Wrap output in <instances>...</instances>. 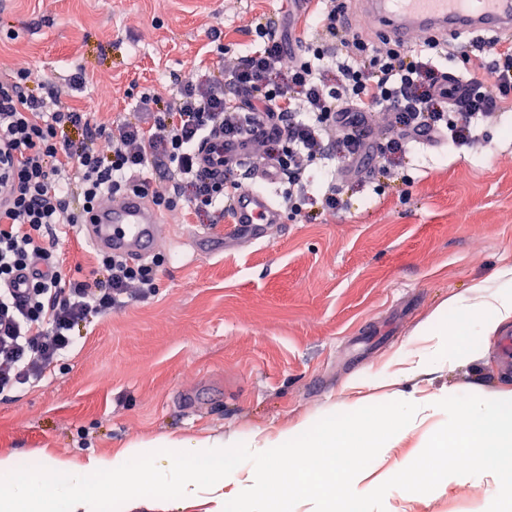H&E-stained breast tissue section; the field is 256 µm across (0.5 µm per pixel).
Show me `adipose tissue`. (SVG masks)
<instances>
[{
  "instance_id": "obj_1",
  "label": "adipose tissue",
  "mask_w": 512,
  "mask_h": 512,
  "mask_svg": "<svg viewBox=\"0 0 512 512\" xmlns=\"http://www.w3.org/2000/svg\"><path fill=\"white\" fill-rule=\"evenodd\" d=\"M512 321V266L490 282L455 297L420 326L421 347L411 358L391 362L395 382L423 375L435 362L469 358L461 342L489 336ZM429 426L423 452L370 479L375 452L392 447L412 430ZM297 449L291 479L274 454ZM464 453L468 466L445 473L448 486L480 480L491 486L484 506L512 512V415L500 413L480 391L460 399L447 390L425 397L398 392L388 410L362 409L349 426H337L335 408L279 429L224 438L165 434L129 443L109 456L88 455L74 462L51 458L22 472L17 454L0 453V512H100L111 489L123 487V512H166L170 501L204 512H383L381 488L419 492L424 473L437 470L441 452ZM345 481L340 498L311 491V484Z\"/></svg>"
}]
</instances>
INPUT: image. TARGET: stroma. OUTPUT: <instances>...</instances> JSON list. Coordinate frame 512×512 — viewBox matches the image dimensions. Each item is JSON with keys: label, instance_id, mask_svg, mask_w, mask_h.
<instances>
[{"label": "stroma", "instance_id": "obj_1", "mask_svg": "<svg viewBox=\"0 0 512 512\" xmlns=\"http://www.w3.org/2000/svg\"><path fill=\"white\" fill-rule=\"evenodd\" d=\"M284 0H0V80L21 69L62 86L63 105L120 123L142 94L165 93L188 70L219 74L254 49L259 22ZM83 69L86 86L66 90ZM337 173L344 210L286 216L264 243L232 241L193 256L185 225L213 217L163 212L154 296L79 326L78 344L36 385L0 395V453L39 466L48 456L108 455L177 433L279 428L358 398L386 407L390 387L350 389L389 358L414 353L416 331L495 270L512 265V109L483 141L420 144L400 174ZM498 336L471 337L472 360L405 383L488 400L512 387ZM386 512H474L482 489H448L439 473Z\"/></svg>", "mask_w": 512, "mask_h": 512}]
</instances>
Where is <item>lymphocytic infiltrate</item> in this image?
Segmentation results:
<instances>
[{
	"label": "lymphocytic infiltrate",
	"mask_w": 512,
	"mask_h": 512,
	"mask_svg": "<svg viewBox=\"0 0 512 512\" xmlns=\"http://www.w3.org/2000/svg\"><path fill=\"white\" fill-rule=\"evenodd\" d=\"M346 12L347 0H328L314 19L317 40L280 81L279 21L257 24L262 45L222 75L177 79L164 100L143 94L146 124L93 122L58 105L55 91L34 92L26 71L0 81V393L44 377L89 316L145 300L157 288V257L131 264L103 252L92 279L67 278L53 228L77 226L85 212L131 186L167 211L184 203L198 212L224 208L245 185L229 173L215 181L201 169L203 142L232 141L271 122L260 144L295 184L321 160L358 169L376 155L397 166L432 134L455 147L474 145L482 127L512 105L511 40H490L478 53L433 38L405 47L344 25ZM454 55L462 63L454 75L468 83L461 93L450 84L454 75L435 63ZM242 91L255 99V111L232 102ZM378 109L389 116L390 134L374 144L367 123ZM151 168L165 190L139 180Z\"/></svg>",
	"instance_id": "f902f5d3"
}]
</instances>
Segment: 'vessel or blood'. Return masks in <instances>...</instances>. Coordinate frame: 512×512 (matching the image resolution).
<instances>
[{
	"label": "vessel or blood",
	"mask_w": 512,
	"mask_h": 512,
	"mask_svg": "<svg viewBox=\"0 0 512 512\" xmlns=\"http://www.w3.org/2000/svg\"><path fill=\"white\" fill-rule=\"evenodd\" d=\"M366 13L378 23L381 34L406 44L419 33L476 37L493 33L512 38V0H360ZM250 155L246 142L225 144L209 141L201 152L202 165L213 175L241 167ZM282 213L274 200L258 190L237 195L224 224L188 226L186 234L200 253L221 254L226 242L248 239L265 242L270 225L281 223ZM83 239L101 251L129 262L153 256L162 238L160 215L151 201L136 189L117 202L86 213L78 226Z\"/></svg>",
	"instance_id": "vessel-or-blood-1"
}]
</instances>
